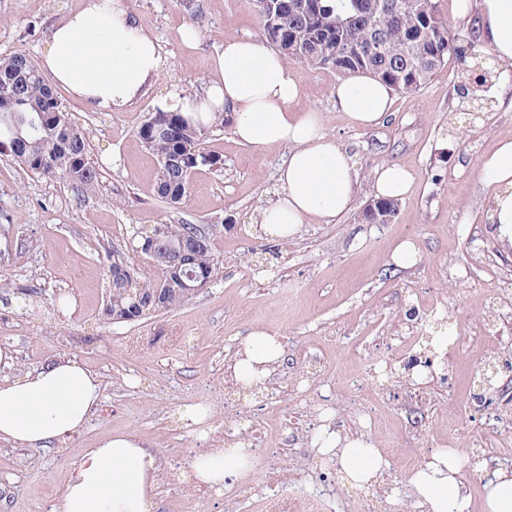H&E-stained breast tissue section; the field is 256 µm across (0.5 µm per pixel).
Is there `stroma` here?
I'll return each instance as SVG.
<instances>
[{
	"instance_id": "stroma-1",
	"label": "stroma",
	"mask_w": 512,
	"mask_h": 512,
	"mask_svg": "<svg viewBox=\"0 0 512 512\" xmlns=\"http://www.w3.org/2000/svg\"><path fill=\"white\" fill-rule=\"evenodd\" d=\"M85 0H0V57L39 59L53 29ZM125 0L160 45L165 70L155 86L123 110L103 112L62 85L55 93L69 122L87 135L96 189L78 196L71 184L0 156V347L16 353V371L61 355L99 375L103 401L66 448L19 447L0 441V512H41L56 501L70 461L116 432L141 439L160 456L155 489L166 512H261L271 494L302 497L313 484L342 485L359 512H415L407 476L435 448L473 449L512 467V252L499 248L486 217L482 166L497 143L512 139V63L488 57L477 38V11L459 0H433L457 46L469 57L448 59L418 90L394 95L388 116L368 129L351 127L336 106L343 76L297 59L288 64L300 87L299 108L322 112L325 126L356 161L354 209L336 222L303 225L270 241L254 229L273 201L288 155H258L237 144L230 127L205 129L206 153L220 167H200L182 204L156 193L157 161L137 130L168 93L201 91L210 61L230 37L262 38L250 0ZM200 33L196 51L180 40L183 25ZM411 169L416 182L395 217L379 226L363 211L374 203L372 173L383 164ZM156 224H194L219 258L212 283L175 310L140 322L107 323L105 255L113 253L158 279L138 253L137 234ZM415 243L417 263L391 260L397 245ZM447 321L456 340L433 385L417 392L408 373L391 374L405 347ZM277 332L283 357L267 392L248 396L225 377L256 327ZM498 366L493 391L480 369ZM361 380L363 394L350 387ZM329 391L332 423L384 449L391 462L371 488L343 484L335 464L304 473L289 434L314 435L313 390ZM209 406L206 437L180 420L184 406ZM249 430L278 451V478L256 456L250 476L216 495L182 483L195 454Z\"/></svg>"
}]
</instances>
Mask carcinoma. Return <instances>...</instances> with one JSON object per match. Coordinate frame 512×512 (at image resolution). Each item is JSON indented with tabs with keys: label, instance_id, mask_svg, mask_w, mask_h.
<instances>
[{
	"label": "carcinoma",
	"instance_id": "1",
	"mask_svg": "<svg viewBox=\"0 0 512 512\" xmlns=\"http://www.w3.org/2000/svg\"><path fill=\"white\" fill-rule=\"evenodd\" d=\"M371 2L294 0L297 10L285 9L274 17L252 0L265 39L279 52L344 74L369 71L395 92L420 88L452 51L446 23L431 0H389L396 11L384 19ZM138 135L157 158V193L168 203L182 202L194 170L219 164L218 158L201 150V129L178 112L151 113ZM0 155L34 173L63 177L83 193L94 190L98 182L85 133L67 120L54 89L37 74L31 57L22 53L0 57ZM396 211L395 202L380 200L366 210L365 218H392ZM162 228L159 247L178 248L187 241L192 244L191 262L177 273L161 272L154 283L143 281L135 270L123 277L108 265L103 320L137 323L152 313L174 310L186 302V274L215 275L218 261L212 243L196 225Z\"/></svg>",
	"mask_w": 512,
	"mask_h": 512
}]
</instances>
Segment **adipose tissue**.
<instances>
[{
  "mask_svg": "<svg viewBox=\"0 0 512 512\" xmlns=\"http://www.w3.org/2000/svg\"><path fill=\"white\" fill-rule=\"evenodd\" d=\"M479 39L500 62L512 61V0H479ZM39 66L73 95L102 111L120 110L156 84L165 67L160 47L135 20L124 0H86L58 25L41 52ZM213 75L201 92L161 99L165 111L210 125L223 113L235 141L263 154L281 146L288 156L278 169L274 201L258 213L263 235L284 239L302 225L331 223L353 207L355 161L321 113L297 109L300 88L284 56L250 38L225 40L212 63ZM336 105L356 128L382 122L391 106V90L366 74L345 79ZM490 190L488 218L502 249L512 250V140L500 141L481 175ZM412 172L384 164L373 174L376 197L405 198ZM283 355L279 336L255 329L243 343L233 377L245 387L261 385ZM15 353L0 348V441L30 448L62 446L78 435L99 405L98 374L76 357L59 356L31 371L13 372ZM321 456L336 460L350 485L371 487L390 462L381 449L354 439L340 441L331 426L321 429ZM253 452L239 441L202 451L190 464L197 486L223 493L228 481L251 470ZM160 471L158 455L129 433H115L74 461L54 512H153ZM481 474V512H512V467H490L456 448H436L410 472L423 512H471L466 473Z\"/></svg>",
  "mask_w": 512,
  "mask_h": 512,
  "instance_id": "1",
  "label": "adipose tissue"
}]
</instances>
